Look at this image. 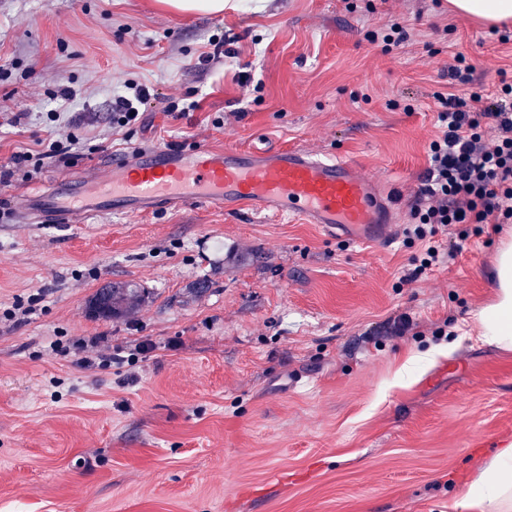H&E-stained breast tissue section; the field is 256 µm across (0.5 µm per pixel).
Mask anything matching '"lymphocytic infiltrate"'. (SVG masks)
I'll return each mask as SVG.
<instances>
[{
	"label": "lymphocytic infiltrate",
	"mask_w": 512,
	"mask_h": 512,
	"mask_svg": "<svg viewBox=\"0 0 512 512\" xmlns=\"http://www.w3.org/2000/svg\"><path fill=\"white\" fill-rule=\"evenodd\" d=\"M475 72L467 56L456 53L448 65L447 90L434 94L438 133L429 144V165L412 197L411 222L404 230L407 244L418 250L401 283H413L461 255L468 225L512 223V82L500 81L489 91L479 86ZM150 100L143 85L126 84L112 101L115 128L136 124ZM77 143L70 135L41 149L15 153L0 181L10 182L16 172L45 160L67 157ZM442 232L454 237L445 251L436 243Z\"/></svg>",
	"instance_id": "f902f5d3"
}]
</instances>
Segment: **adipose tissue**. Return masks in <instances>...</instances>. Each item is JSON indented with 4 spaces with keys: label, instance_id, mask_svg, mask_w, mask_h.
I'll use <instances>...</instances> for the list:
<instances>
[{
    "label": "adipose tissue",
    "instance_id": "obj_1",
    "mask_svg": "<svg viewBox=\"0 0 512 512\" xmlns=\"http://www.w3.org/2000/svg\"><path fill=\"white\" fill-rule=\"evenodd\" d=\"M475 322L483 342L512 349V243L504 244L495 266V298ZM456 506L459 512H512V441L496 448L477 468Z\"/></svg>",
    "mask_w": 512,
    "mask_h": 512
}]
</instances>
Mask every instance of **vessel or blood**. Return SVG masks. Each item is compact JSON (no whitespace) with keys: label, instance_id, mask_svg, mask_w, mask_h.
Returning <instances> with one entry per match:
<instances>
[{"label":"vessel or blood","instance_id":"1","mask_svg":"<svg viewBox=\"0 0 512 512\" xmlns=\"http://www.w3.org/2000/svg\"><path fill=\"white\" fill-rule=\"evenodd\" d=\"M248 208L300 218L336 236L386 244L391 211L351 160L321 159L298 147L266 151L202 146L133 148L113 158L95 192L72 183L35 189L14 224H68L74 216H147L186 207Z\"/></svg>","mask_w":512,"mask_h":512}]
</instances>
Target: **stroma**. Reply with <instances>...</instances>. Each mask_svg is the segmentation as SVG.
<instances>
[{
  "label": "stroma",
  "mask_w": 512,
  "mask_h": 512,
  "mask_svg": "<svg viewBox=\"0 0 512 512\" xmlns=\"http://www.w3.org/2000/svg\"><path fill=\"white\" fill-rule=\"evenodd\" d=\"M395 18L410 39L382 51L368 35ZM486 32L433 0H240L219 15L0 0V168L34 138L82 139L0 184L12 205L56 179L96 180L134 146L296 145L352 160L393 218L386 250L218 205L0 223V512H454L477 459L512 440V350L474 323L512 224L398 280L453 55L485 88L512 81V26L503 42ZM216 34L233 63H201ZM127 81L154 100L118 132L112 93ZM62 84L78 95L52 128L38 115ZM171 98L201 107L163 113ZM14 112L27 124L7 125ZM121 282L146 301L92 316L96 292ZM403 314L448 333L388 335ZM107 348L127 357L122 373L81 364Z\"/></svg>",
  "instance_id": "35a3bbf8"
}]
</instances>
